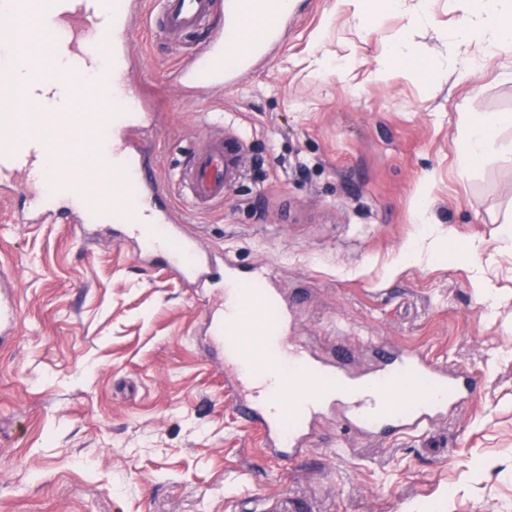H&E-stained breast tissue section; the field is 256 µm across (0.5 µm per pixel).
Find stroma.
I'll use <instances>...</instances> for the list:
<instances>
[{"label":"stroma","mask_w":512,"mask_h":512,"mask_svg":"<svg viewBox=\"0 0 512 512\" xmlns=\"http://www.w3.org/2000/svg\"><path fill=\"white\" fill-rule=\"evenodd\" d=\"M418 4L365 29L352 0H299L278 51L194 99L176 72L206 27L174 39L144 22L130 39L135 81L161 178L216 119L251 144L247 179L188 227L296 297L293 339L327 359L339 339L422 346L474 372L475 398L386 442L337 444L327 414L301 461L276 466L206 347L212 294L130 244L86 243L61 219L17 223L28 203L5 192L0 274L19 321L0 343V512H512V163L456 164L465 113H512V51L472 46L480 69L459 77L448 42L465 0H427L428 23L408 28ZM406 30L439 75L401 64L377 80ZM413 238L419 258L400 262Z\"/></svg>","instance_id":"35a3bbf8"}]
</instances>
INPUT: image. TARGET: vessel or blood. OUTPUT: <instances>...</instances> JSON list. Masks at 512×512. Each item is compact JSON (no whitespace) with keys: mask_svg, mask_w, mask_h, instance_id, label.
<instances>
[{"mask_svg":"<svg viewBox=\"0 0 512 512\" xmlns=\"http://www.w3.org/2000/svg\"><path fill=\"white\" fill-rule=\"evenodd\" d=\"M9 17L0 22V98L18 100L0 113V182L25 193L29 224L59 214L41 192L53 181L61 195H74L75 223L95 226L112 212L117 237L137 244L139 255H164L170 271L197 288L233 285L207 315V330L224 367V386L235 412L261 433L269 456L292 464L328 410L352 431L381 439L430 432L450 410L469 403L477 384L468 369L438 362L425 349L374 346L367 366L350 367L351 355L338 349L326 359L297 345L288 334V304L263 270L239 277L223 254L203 250L188 233L167 185L150 165L149 113L125 109L134 84L129 41L140 19L160 21L173 37L216 18L208 40L179 73L195 94L221 92L251 71L279 46L288 15L278 0H8ZM68 54L61 75L49 58ZM96 68L112 109L97 111L92 92L80 89ZM25 71L33 93L20 95L13 70ZM63 84L68 112L43 108L40 87ZM77 153L76 167L48 169L51 154ZM249 170L247 142L233 127L211 135L190 154L178 185L194 211L222 206L227 192ZM0 277V334L13 333L18 305L4 292Z\"/></svg>","mask_w":512,"mask_h":512,"instance_id":"vessel-or-blood-1","label":"vessel or blood"}]
</instances>
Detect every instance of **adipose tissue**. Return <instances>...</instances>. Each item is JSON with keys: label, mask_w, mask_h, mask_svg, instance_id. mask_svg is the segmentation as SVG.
I'll list each match as a JSON object with an SVG mask.
<instances>
[{"label": "adipose tissue", "mask_w": 512, "mask_h": 512, "mask_svg": "<svg viewBox=\"0 0 512 512\" xmlns=\"http://www.w3.org/2000/svg\"><path fill=\"white\" fill-rule=\"evenodd\" d=\"M474 18L459 27L450 45L461 76L474 74L479 63L467 57L465 51L473 44L483 45L487 52L500 53L512 49V0H473ZM512 125V114L486 119L480 115L469 116L466 123L465 143L457 154V166L468 172L490 153L512 162V143L498 139L499 125Z\"/></svg>", "instance_id": "obj_1"}]
</instances>
